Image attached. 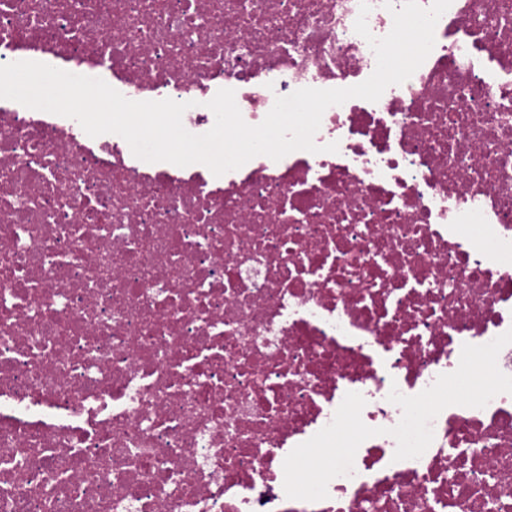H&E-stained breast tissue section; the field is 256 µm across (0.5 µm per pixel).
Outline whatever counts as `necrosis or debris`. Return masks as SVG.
I'll return each mask as SVG.
<instances>
[{"mask_svg": "<svg viewBox=\"0 0 512 512\" xmlns=\"http://www.w3.org/2000/svg\"><path fill=\"white\" fill-rule=\"evenodd\" d=\"M360 0H0V65L187 103L376 67ZM422 65L326 109L317 153L214 176L0 99V512H512V394L389 436L463 344L512 329V0H452ZM337 143V152L325 149ZM360 393L326 498L283 462Z\"/></svg>", "mask_w": 512, "mask_h": 512, "instance_id": "necrosis-or-debris-1", "label": "necrosis or debris"}]
</instances>
